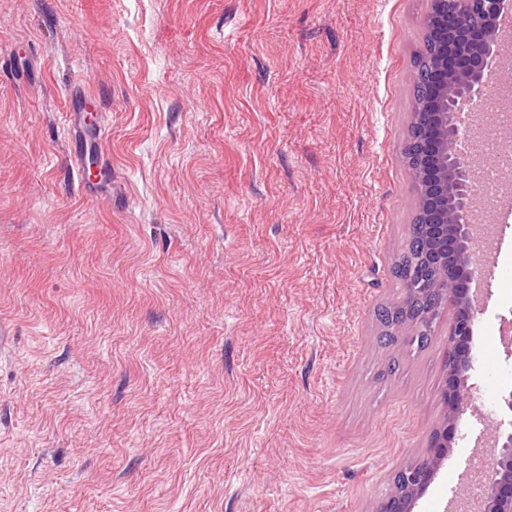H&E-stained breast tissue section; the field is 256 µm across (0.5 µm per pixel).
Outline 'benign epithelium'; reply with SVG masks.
Returning a JSON list of instances; mask_svg holds the SVG:
<instances>
[{
	"mask_svg": "<svg viewBox=\"0 0 512 512\" xmlns=\"http://www.w3.org/2000/svg\"><path fill=\"white\" fill-rule=\"evenodd\" d=\"M486 20L496 24L505 10L504 0H463ZM445 50L438 70L431 72L429 82L437 84L445 73H461L464 81L455 93L442 101H435L438 111L432 113L433 122L445 133L443 141L431 138L429 152L441 157L448 169L452 188L440 183L430 186V226L435 239L448 247L449 257L432 253L434 262L450 261L452 275L444 287L438 289L441 300L430 312L431 324H436L442 309H454L448 325V378L441 390L443 403L448 407L443 422L430 434L427 448L420 457L401 468L405 490L392 493L382 501L377 512H414L417 501L426 493L437 477L442 462L448 456L451 438L463 414L471 405L469 385L472 370L471 343L474 325L481 315V303L476 288L480 280L478 258L474 251L475 225L472 210L476 200L473 167L470 155L460 150L471 127L462 123L465 108L482 98L485 78L495 62L493 39L480 48H472V36L457 32L453 38L443 36ZM491 447L494 448L493 463L485 469L482 477L483 497L479 505L481 512H512V429L499 422L492 429Z\"/></svg>",
	"mask_w": 512,
	"mask_h": 512,
	"instance_id": "1",
	"label": "benign epithelium"
}]
</instances>
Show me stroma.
<instances>
[{
	"mask_svg": "<svg viewBox=\"0 0 512 512\" xmlns=\"http://www.w3.org/2000/svg\"><path fill=\"white\" fill-rule=\"evenodd\" d=\"M428 0H0V512H373L443 419L378 308L414 209L402 153ZM16 45L21 60L8 57ZM99 98L111 201L68 166ZM482 302L444 512L512 385ZM100 101L98 98L88 95L84 92H76L72 94L71 106L67 112V125L71 133L72 148L70 154V173L74 180L77 182L78 188L85 193H100L112 194L107 190L100 192L99 186L102 184L100 180L96 181L93 176L92 169L88 164L87 158V143H89L90 134L97 147V161L102 169L108 171V179L105 183L107 186H112V162L105 159L101 154L99 148V141L103 136V129L97 122V112L100 110ZM90 112H94L96 121L93 126L90 124ZM85 143V149L77 148V143ZM90 172V174H89Z\"/></svg>",
	"mask_w": 512,
	"mask_h": 512,
	"instance_id": "35a3bbf8",
	"label": "stroma"
}]
</instances>
